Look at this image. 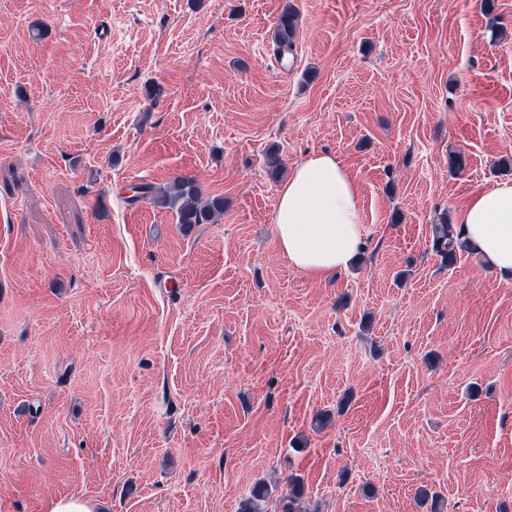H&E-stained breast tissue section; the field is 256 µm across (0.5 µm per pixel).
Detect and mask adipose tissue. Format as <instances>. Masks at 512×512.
<instances>
[{"label":"adipose tissue","instance_id":"1","mask_svg":"<svg viewBox=\"0 0 512 512\" xmlns=\"http://www.w3.org/2000/svg\"><path fill=\"white\" fill-rule=\"evenodd\" d=\"M360 187L340 160L317 153L294 165L273 214L289 264L316 279L347 270L364 247ZM463 238L488 268L512 277V180L473 195L461 217Z\"/></svg>","mask_w":512,"mask_h":512}]
</instances>
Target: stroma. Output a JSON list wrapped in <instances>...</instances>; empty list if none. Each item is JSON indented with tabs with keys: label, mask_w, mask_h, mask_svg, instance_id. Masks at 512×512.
<instances>
[{
	"label": "stroma",
	"mask_w": 512,
	"mask_h": 512,
	"mask_svg": "<svg viewBox=\"0 0 512 512\" xmlns=\"http://www.w3.org/2000/svg\"><path fill=\"white\" fill-rule=\"evenodd\" d=\"M317 152L366 229L323 281L273 226ZM180 177L216 223L128 198ZM509 178L512 0H0V512H512V278L432 250ZM296 24L293 9L287 4L278 18L272 39L280 51L288 52L293 47ZM459 234L455 237L450 224H436L432 227V248L445 261L452 262L459 246ZM305 489L300 478H288V493L282 497L281 512H310L303 506ZM94 500L77 494H66L52 498L46 512H97Z\"/></svg>",
	"instance_id": "35a3bbf8"
}]
</instances>
